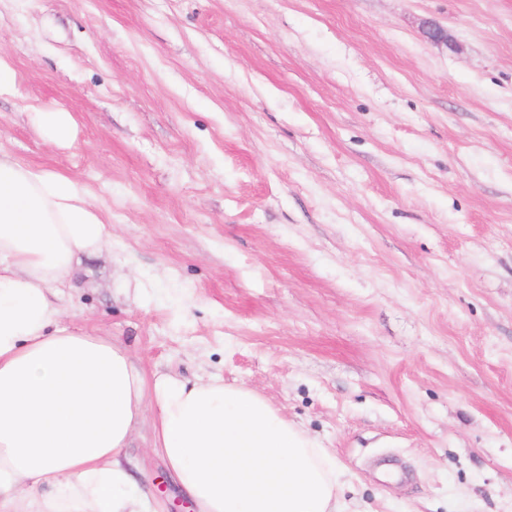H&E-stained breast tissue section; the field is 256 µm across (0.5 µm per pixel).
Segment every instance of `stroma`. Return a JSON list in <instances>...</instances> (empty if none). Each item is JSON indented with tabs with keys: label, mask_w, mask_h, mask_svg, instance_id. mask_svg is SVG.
Here are the masks:
<instances>
[{
	"label": "stroma",
	"mask_w": 512,
	"mask_h": 512,
	"mask_svg": "<svg viewBox=\"0 0 512 512\" xmlns=\"http://www.w3.org/2000/svg\"><path fill=\"white\" fill-rule=\"evenodd\" d=\"M0 60V151L112 229L69 329L256 391L357 512H512V0H0ZM38 121L47 126L50 138L56 143L67 142L71 129V118L66 113H47V115H39Z\"/></svg>",
	"instance_id": "stroma-1"
}]
</instances>
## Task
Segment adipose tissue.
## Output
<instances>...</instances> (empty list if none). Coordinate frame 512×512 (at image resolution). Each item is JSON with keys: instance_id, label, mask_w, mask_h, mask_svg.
<instances>
[{"instance_id": "obj_1", "label": "adipose tissue", "mask_w": 512, "mask_h": 512, "mask_svg": "<svg viewBox=\"0 0 512 512\" xmlns=\"http://www.w3.org/2000/svg\"><path fill=\"white\" fill-rule=\"evenodd\" d=\"M111 239L79 182L0 152V512H155L122 454L151 403L197 512H350L329 451L255 391L146 375L64 325L81 256Z\"/></svg>"}]
</instances>
